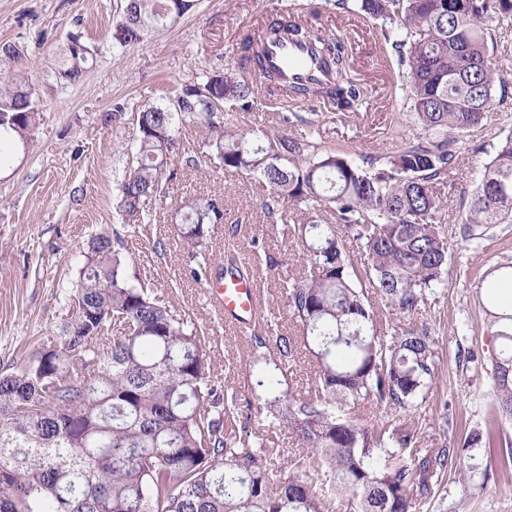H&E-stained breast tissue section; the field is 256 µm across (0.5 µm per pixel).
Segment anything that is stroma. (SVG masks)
Returning <instances> with one entry per match:
<instances>
[{
    "mask_svg": "<svg viewBox=\"0 0 512 512\" xmlns=\"http://www.w3.org/2000/svg\"><path fill=\"white\" fill-rule=\"evenodd\" d=\"M307 0H198L195 10L174 24L149 33L133 48L112 43L126 0H0V45H14L18 59L0 55V84L27 80L40 112V125L27 154L0 161V373L11 371L47 342L59 341L67 295L89 238L111 234L120 224L116 173L133 150L141 105L195 81L202 68L241 71L236 51L239 32L255 27L284 7L303 8ZM340 38L351 43V61L373 96L360 111L340 114L290 105V112L312 116L313 125L296 129L322 146L347 152L386 155L399 141L423 128L392 86L396 59L375 19L328 15ZM94 47L82 78L59 81L51 69L70 38ZM512 126V84L496 93L491 117L463 140L451 188L442 190L435 221L448 239L454 262L448 287L419 315H394L393 326L427 327L437 351V381L409 417L425 446L448 439L479 466L467 475L448 472L434 497L414 512H512V469L487 459L483 449H467L471 430L482 427L493 409L491 362L464 361L470 348L485 347L493 318L484 306L481 276L512 258V224H501L484 250H465L461 216L502 127ZM268 187L261 180L208 165L183 169L170 196L150 203L153 221L126 232L131 281L154 288L178 313L208 329L213 375L233 388L250 431L265 422V406L243 375L250 335L226 330L206 303L201 284L185 271L193 260L176 233L174 214L184 195L223 202L224 221L215 225L217 249L252 259L260 242L274 259L260 270L261 319L288 325L282 279L297 275L299 244L262 210Z\"/></svg>",
    "mask_w": 512,
    "mask_h": 512,
    "instance_id": "35a3bbf8",
    "label": "stroma"
}]
</instances>
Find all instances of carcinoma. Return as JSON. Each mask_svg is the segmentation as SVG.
Segmentation results:
<instances>
[{
    "mask_svg": "<svg viewBox=\"0 0 512 512\" xmlns=\"http://www.w3.org/2000/svg\"><path fill=\"white\" fill-rule=\"evenodd\" d=\"M336 11L382 21L397 59L400 89L424 133L385 157L324 149L305 135L232 132L224 102L241 112L257 96L328 100L338 112L366 101L365 83L344 45L325 26L288 10L243 31L245 80L204 70L199 80L137 112L135 157L117 175L123 228L149 224L148 204L168 193L178 172L201 159L227 172L256 175L269 193L262 210L302 245L303 269L282 281L295 333L266 323L253 336L247 378L260 391L268 426L292 431L302 451L283 463L278 449L239 420L236 394L211 380L206 331L154 290L129 280L125 239L96 235L84 250L69 295L61 342L0 374V512H412L454 468H476L444 440L421 446L409 422L370 424L345 405L409 412L437 373L427 329L387 335L391 316L417 315L448 287V240L434 223L438 189L455 168L463 134L487 120L506 80L494 56L512 0H328ZM195 9V0H127L112 33L122 47ZM310 41L332 67L314 86H284L266 64L270 40ZM70 40L58 62L75 83L93 49ZM31 93L0 89V153L26 147L38 128ZM215 198L180 208L178 236L194 253L202 283L240 270L233 253L210 252ZM499 224H512V130H502L462 220L461 238L479 250ZM361 250L357 267L350 246ZM512 282V261L482 280ZM491 336L493 416L470 436L512 467L498 420H512V303L496 314ZM311 359L313 380L297 394L285 364Z\"/></svg>",
    "mask_w": 512,
    "mask_h": 512,
    "instance_id": "cac0c4a2",
    "label": "carcinoma"
}]
</instances>
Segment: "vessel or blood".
Listing matches in <instances>:
<instances>
[{"mask_svg": "<svg viewBox=\"0 0 512 512\" xmlns=\"http://www.w3.org/2000/svg\"><path fill=\"white\" fill-rule=\"evenodd\" d=\"M270 69L281 72L286 82H305L318 78L319 63L312 61L308 46L303 44H273L266 48ZM205 294L211 306L226 322L249 328L260 315V294L255 278L236 273L205 283Z\"/></svg>", "mask_w": 512, "mask_h": 512, "instance_id": "1", "label": "vessel or blood"}]
</instances>
